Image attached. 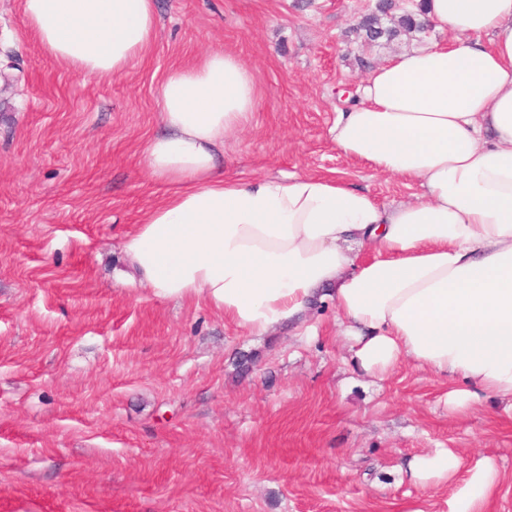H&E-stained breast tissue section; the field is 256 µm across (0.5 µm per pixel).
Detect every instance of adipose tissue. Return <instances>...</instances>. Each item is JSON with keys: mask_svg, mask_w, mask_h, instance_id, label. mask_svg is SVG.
<instances>
[{"mask_svg": "<svg viewBox=\"0 0 512 512\" xmlns=\"http://www.w3.org/2000/svg\"><path fill=\"white\" fill-rule=\"evenodd\" d=\"M43 50L76 74L122 73L156 35L154 0H23ZM445 42L373 67L338 112V151L419 183L392 208L345 178L224 176V137L258 93L231 54L171 70L147 175L171 187L122 248L153 297L196 299L260 336L331 297L354 363L383 377L402 361L453 380L463 409L495 396L512 412V0H425ZM370 260H362L363 252ZM409 480L464 475L448 512H483L500 482L488 459L410 458Z\"/></svg>", "mask_w": 512, "mask_h": 512, "instance_id": "adipose-tissue-1", "label": "adipose tissue"}]
</instances>
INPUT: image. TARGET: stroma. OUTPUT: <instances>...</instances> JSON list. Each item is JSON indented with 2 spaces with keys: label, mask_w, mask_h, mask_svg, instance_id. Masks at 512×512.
<instances>
[{
  "label": "stroma",
  "mask_w": 512,
  "mask_h": 512,
  "mask_svg": "<svg viewBox=\"0 0 512 512\" xmlns=\"http://www.w3.org/2000/svg\"><path fill=\"white\" fill-rule=\"evenodd\" d=\"M375 3L154 0L153 42L97 78L47 56L22 0H0V512H448L458 480L402 470L435 448L491 458L486 512H512V415L495 397L449 408L447 381L408 360L376 381L329 298L307 316L317 335L261 337L154 298L122 251L169 193L143 166L160 86L209 51L258 91L224 141L226 177L338 173L386 206L420 196L329 137L371 67L449 38L362 44Z\"/></svg>",
  "instance_id": "35a3bbf8"
}]
</instances>
